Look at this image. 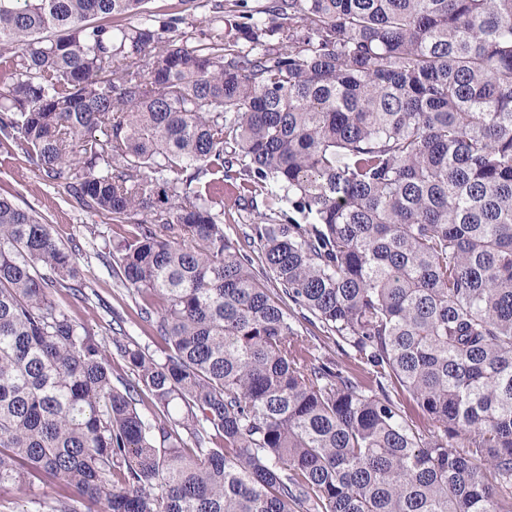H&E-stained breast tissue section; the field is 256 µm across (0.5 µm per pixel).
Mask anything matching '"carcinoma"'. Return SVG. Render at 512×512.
I'll return each instance as SVG.
<instances>
[{
	"instance_id": "carcinoma-1",
	"label": "carcinoma",
	"mask_w": 512,
	"mask_h": 512,
	"mask_svg": "<svg viewBox=\"0 0 512 512\" xmlns=\"http://www.w3.org/2000/svg\"><path fill=\"white\" fill-rule=\"evenodd\" d=\"M148 2L0 0V153L134 226L112 273L164 341L76 321L52 295H85L75 252L0 196V489L45 476L47 512H512V0H270L232 36L217 2L194 45ZM295 309L354 367L310 357Z\"/></svg>"
}]
</instances>
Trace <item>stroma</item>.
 <instances>
[{
	"mask_svg": "<svg viewBox=\"0 0 512 512\" xmlns=\"http://www.w3.org/2000/svg\"><path fill=\"white\" fill-rule=\"evenodd\" d=\"M0 195L15 197L21 205L45 215L64 242H77V261L88 286L85 299L60 290L56 297L70 314L95 332L102 342H111L114 328H122L126 340L149 351H158L161 338L137 313V297L112 275L110 249L113 239L125 234L127 225L84 211L68 195L63 183L47 180L23 154L0 155Z\"/></svg>",
	"mask_w": 512,
	"mask_h": 512,
	"instance_id": "1",
	"label": "stroma"
}]
</instances>
